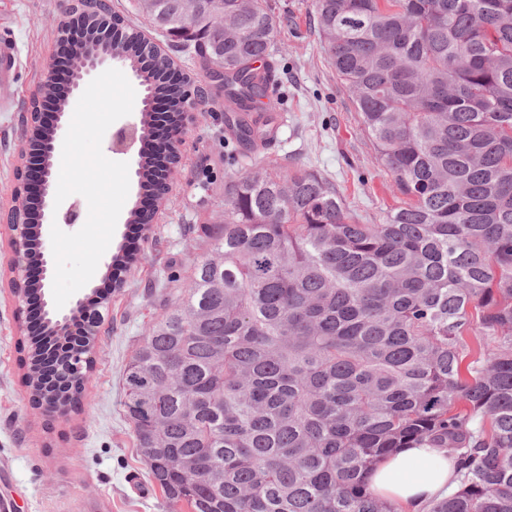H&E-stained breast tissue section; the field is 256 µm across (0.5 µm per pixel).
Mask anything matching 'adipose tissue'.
Segmentation results:
<instances>
[{
	"label": "adipose tissue",
	"mask_w": 512,
	"mask_h": 512,
	"mask_svg": "<svg viewBox=\"0 0 512 512\" xmlns=\"http://www.w3.org/2000/svg\"><path fill=\"white\" fill-rule=\"evenodd\" d=\"M453 458L442 448H403L377 463L368 487L382 501L421 512L431 500L455 493Z\"/></svg>",
	"instance_id": "ef3b65f1"
}]
</instances>
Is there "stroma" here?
Returning <instances> with one entry per match:
<instances>
[{"instance_id":"obj_1","label":"stroma","mask_w":512,"mask_h":512,"mask_svg":"<svg viewBox=\"0 0 512 512\" xmlns=\"http://www.w3.org/2000/svg\"><path fill=\"white\" fill-rule=\"evenodd\" d=\"M74 0H0V39L15 40L20 62L0 84V208L21 187L19 157L26 144L20 120L56 53L57 26ZM276 26L275 73L282 97L275 133L263 146L238 145L224 121V90L204 77L200 62L177 53L181 72L198 79L205 100L184 131L182 161L158 221L136 245L138 261L117 281L101 312L95 371L82 412L36 406L20 360L30 346L21 326L27 306L0 287V465L19 512H169L138 452L124 409L123 372L168 299L189 284L193 260L207 252L205 231L224 219V185L270 162L302 167L334 184L360 222L393 206L397 191L379 170L360 133L346 86L327 60L313 21V0H265Z\"/></svg>"}]
</instances>
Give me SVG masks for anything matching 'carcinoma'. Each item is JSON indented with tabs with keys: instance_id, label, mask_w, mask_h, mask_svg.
<instances>
[{
	"instance_id": "obj_1",
	"label": "carcinoma",
	"mask_w": 512,
	"mask_h": 512,
	"mask_svg": "<svg viewBox=\"0 0 512 512\" xmlns=\"http://www.w3.org/2000/svg\"><path fill=\"white\" fill-rule=\"evenodd\" d=\"M241 112L275 80L264 0H138ZM320 41L360 133L402 195L374 224L305 169L256 167L224 187V223L189 288L125 369L124 408L170 512H402L368 490L401 448H443L459 491L426 512H512V0H314ZM72 22L177 98L130 22L79 0ZM179 115L144 111L141 181L169 191L159 147ZM273 115L239 117L240 143ZM48 129L29 150L48 170ZM50 310L25 333H59ZM95 337L59 360L36 404L78 408Z\"/></svg>"
}]
</instances>
